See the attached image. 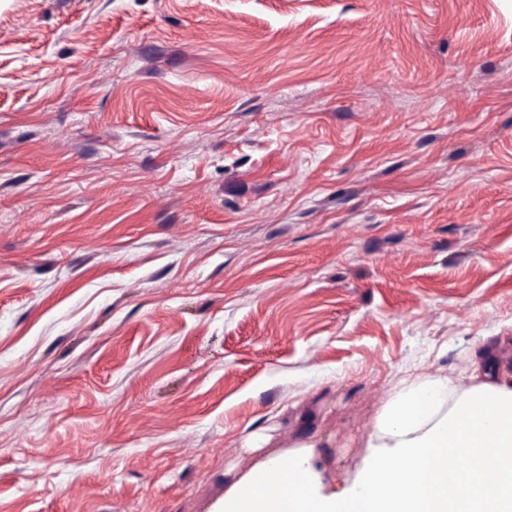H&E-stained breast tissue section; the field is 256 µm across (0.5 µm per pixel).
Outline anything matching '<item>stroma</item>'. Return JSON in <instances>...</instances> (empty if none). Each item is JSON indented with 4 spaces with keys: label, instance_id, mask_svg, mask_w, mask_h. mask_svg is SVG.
Segmentation results:
<instances>
[{
    "label": "stroma",
    "instance_id": "obj_1",
    "mask_svg": "<svg viewBox=\"0 0 512 512\" xmlns=\"http://www.w3.org/2000/svg\"><path fill=\"white\" fill-rule=\"evenodd\" d=\"M512 371V0H0V512L359 471Z\"/></svg>",
    "mask_w": 512,
    "mask_h": 512
}]
</instances>
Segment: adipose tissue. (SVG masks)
Listing matches in <instances>:
<instances>
[{
    "label": "adipose tissue",
    "mask_w": 512,
    "mask_h": 512,
    "mask_svg": "<svg viewBox=\"0 0 512 512\" xmlns=\"http://www.w3.org/2000/svg\"><path fill=\"white\" fill-rule=\"evenodd\" d=\"M353 483L324 492L306 454L230 484L219 512H512V383L420 377L384 402Z\"/></svg>",
    "instance_id": "ef3b65f1"
}]
</instances>
